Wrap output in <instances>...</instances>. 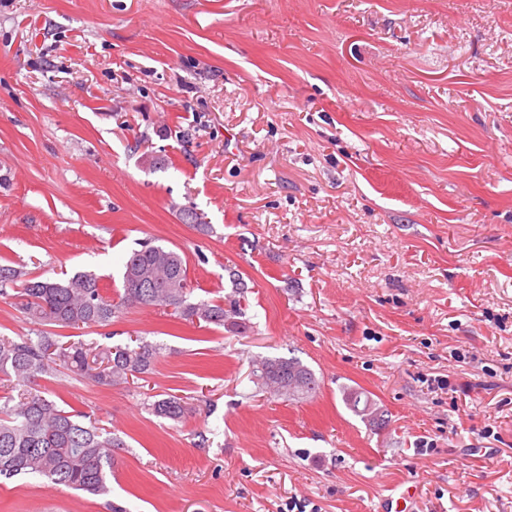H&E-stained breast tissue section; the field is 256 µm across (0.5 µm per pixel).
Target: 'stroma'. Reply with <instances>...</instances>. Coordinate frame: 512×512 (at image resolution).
<instances>
[{"instance_id":"1","label":"stroma","mask_w":512,"mask_h":512,"mask_svg":"<svg viewBox=\"0 0 512 512\" xmlns=\"http://www.w3.org/2000/svg\"><path fill=\"white\" fill-rule=\"evenodd\" d=\"M145 241L191 301L242 275L241 317L58 329L160 356L39 378L126 447L108 494L0 479V512H376L400 483L410 512H512V0H0V265L113 294ZM259 355L319 394L259 391ZM251 374L252 382L274 397L306 400L314 398L321 389L313 370L295 357L258 356L252 361ZM149 409L156 416L171 420L185 419L193 412L188 402L184 401L181 397L171 394L155 400Z\"/></svg>"}]
</instances>
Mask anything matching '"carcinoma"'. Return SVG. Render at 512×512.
Returning a JSON list of instances; mask_svg holds the SVG:
<instances>
[{"mask_svg": "<svg viewBox=\"0 0 512 512\" xmlns=\"http://www.w3.org/2000/svg\"><path fill=\"white\" fill-rule=\"evenodd\" d=\"M20 284V309L38 325L78 329L106 326L121 311L139 307H170L180 318L222 326L233 308L215 301H189L193 288L187 262L168 247L143 244L123 261L121 291L117 299L104 293L94 272H79L63 280L31 277L21 268L0 265V294L5 286ZM159 355V347L138 337L133 343L98 350L85 344H60L40 332L19 340L0 337V381L18 387V393L0 395V477L38 476L54 484L99 496L108 492L117 450L125 441L92 422L87 415L58 406L36 380L58 368L75 374L92 370L90 359L104 364L95 378L104 385L128 382L146 374ZM253 383L275 397L306 400L315 397L321 383L313 370L296 357H258L252 361ZM161 418L181 420L192 413L183 398L167 395L150 405Z\"/></svg>", "mask_w": 512, "mask_h": 512, "instance_id": "1", "label": "carcinoma"}]
</instances>
